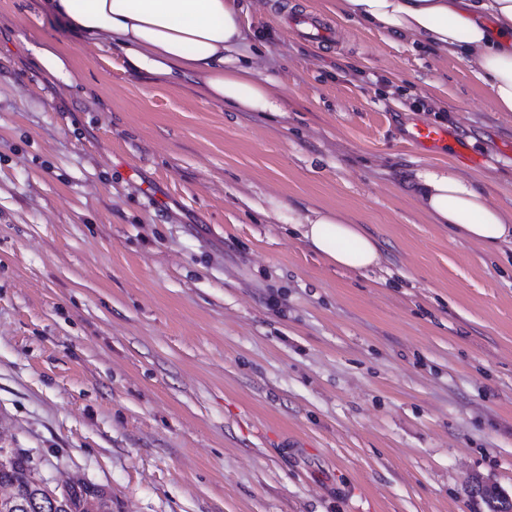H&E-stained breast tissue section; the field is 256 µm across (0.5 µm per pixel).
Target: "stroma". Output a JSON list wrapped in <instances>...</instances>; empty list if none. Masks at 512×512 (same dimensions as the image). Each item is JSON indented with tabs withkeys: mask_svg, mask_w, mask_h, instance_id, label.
<instances>
[{
	"mask_svg": "<svg viewBox=\"0 0 512 512\" xmlns=\"http://www.w3.org/2000/svg\"><path fill=\"white\" fill-rule=\"evenodd\" d=\"M297 0L250 8L283 113L130 80L39 0H0V435L112 512H489L512 497V254L421 209L453 168L512 215V112L453 56ZM70 53L67 87L28 50ZM417 123L476 165L409 142ZM381 251L329 265L271 201ZM292 30L306 39L318 42L333 38V31L317 22L312 14L296 16L292 23Z\"/></svg>",
	"mask_w": 512,
	"mask_h": 512,
	"instance_id": "35a3bbf8",
	"label": "stroma"
}]
</instances>
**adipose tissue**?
Instances as JSON below:
<instances>
[{"label":"adipose tissue","instance_id":"adipose-tissue-1","mask_svg":"<svg viewBox=\"0 0 512 512\" xmlns=\"http://www.w3.org/2000/svg\"><path fill=\"white\" fill-rule=\"evenodd\" d=\"M81 44L113 68L158 78L237 112L282 111L274 81L259 77L241 0H41ZM337 17L420 42L464 61L497 111L512 112V0H335ZM413 189L433 221L485 252L512 249V218L452 169L415 172ZM327 263L366 273L378 267L376 240L333 209H272Z\"/></svg>","mask_w":512,"mask_h":512}]
</instances>
